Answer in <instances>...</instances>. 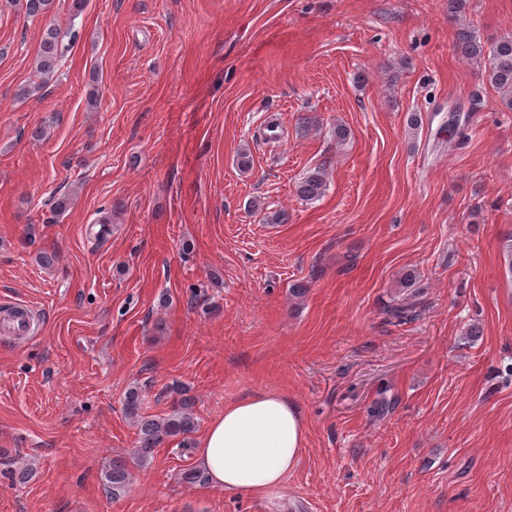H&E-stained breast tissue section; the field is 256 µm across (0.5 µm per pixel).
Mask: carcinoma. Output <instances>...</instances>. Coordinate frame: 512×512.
<instances>
[{
    "label": "carcinoma",
    "instance_id": "1",
    "mask_svg": "<svg viewBox=\"0 0 512 512\" xmlns=\"http://www.w3.org/2000/svg\"><path fill=\"white\" fill-rule=\"evenodd\" d=\"M16 6L28 18H36L47 13L53 0H15ZM454 50L465 60H482L485 76L499 90L507 108L512 110V36L499 39L490 47H485L480 38L469 27L460 26ZM67 46L63 45L58 29L46 28L41 36L39 50L35 58V70L42 83L21 89V95L28 97L52 79L61 66ZM327 191L326 166L321 165L309 171L296 184L297 196L306 202L321 199ZM172 412L165 418H153L142 413L143 398L136 388L129 389L123 399L126 417L131 420L137 432L135 455L140 466L150 461L155 449L168 437L181 436L188 442L194 433L197 421L192 411V400L180 391H175ZM103 484L109 489L112 498L125 494L131 484V473L123 459L112 460V465L102 474Z\"/></svg>",
    "mask_w": 512,
    "mask_h": 512
}]
</instances>
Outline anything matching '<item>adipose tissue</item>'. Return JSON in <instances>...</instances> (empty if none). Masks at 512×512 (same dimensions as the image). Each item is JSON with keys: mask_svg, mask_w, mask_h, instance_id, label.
<instances>
[{"mask_svg": "<svg viewBox=\"0 0 512 512\" xmlns=\"http://www.w3.org/2000/svg\"><path fill=\"white\" fill-rule=\"evenodd\" d=\"M306 426L294 403L277 392L228 402L209 422L195 464L212 487L262 498L298 464Z\"/></svg>", "mask_w": 512, "mask_h": 512, "instance_id": "ef3b65f1", "label": "adipose tissue"}]
</instances>
